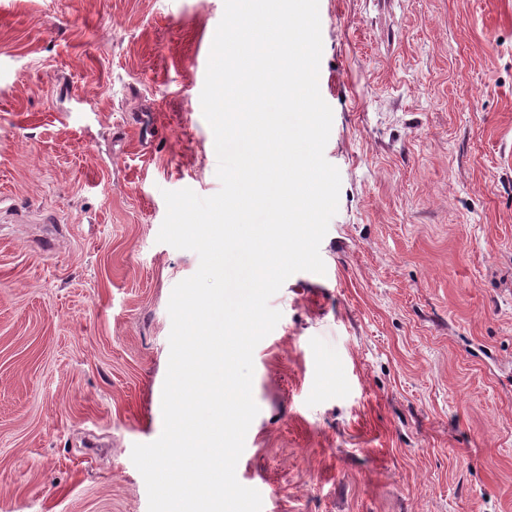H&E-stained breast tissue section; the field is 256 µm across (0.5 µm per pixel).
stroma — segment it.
<instances>
[{
    "instance_id": "35a3bbf8",
    "label": "stroma",
    "mask_w": 512,
    "mask_h": 512,
    "mask_svg": "<svg viewBox=\"0 0 512 512\" xmlns=\"http://www.w3.org/2000/svg\"><path fill=\"white\" fill-rule=\"evenodd\" d=\"M224 0H0V512H148L164 191L216 194ZM325 274L271 298L262 512H512V0H319Z\"/></svg>"
}]
</instances>
